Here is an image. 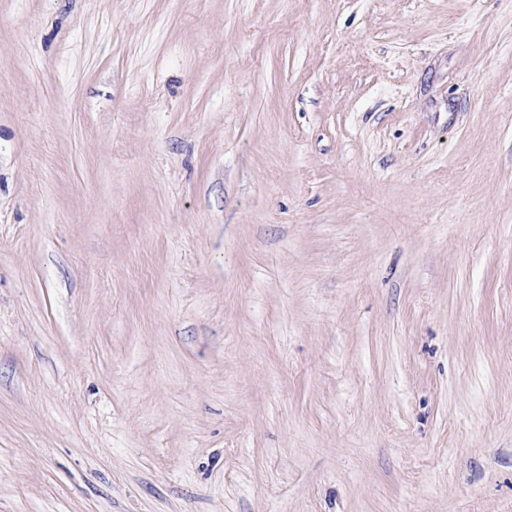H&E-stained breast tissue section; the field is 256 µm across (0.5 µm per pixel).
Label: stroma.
Returning a JSON list of instances; mask_svg holds the SVG:
<instances>
[{"instance_id": "stroma-1", "label": "stroma", "mask_w": 512, "mask_h": 512, "mask_svg": "<svg viewBox=\"0 0 512 512\" xmlns=\"http://www.w3.org/2000/svg\"><path fill=\"white\" fill-rule=\"evenodd\" d=\"M0 512H512V0H0Z\"/></svg>"}]
</instances>
